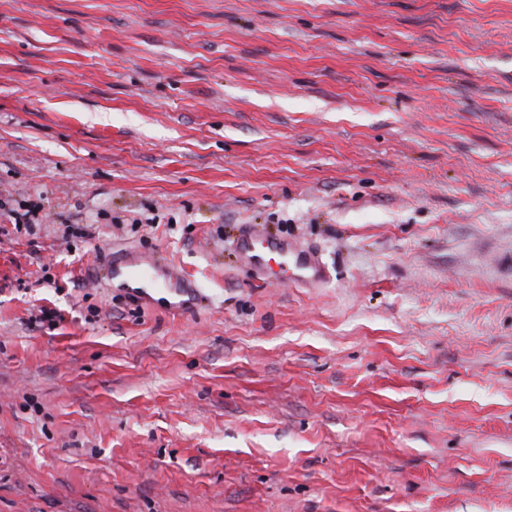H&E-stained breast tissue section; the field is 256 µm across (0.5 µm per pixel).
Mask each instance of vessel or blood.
<instances>
[{"mask_svg": "<svg viewBox=\"0 0 512 512\" xmlns=\"http://www.w3.org/2000/svg\"><path fill=\"white\" fill-rule=\"evenodd\" d=\"M239 254L242 263L259 277L264 276L270 256H277L281 268L290 272L292 280L302 288L321 287L330 277L328 269L312 249L267 238L254 228L242 237ZM115 273L135 285L138 299L145 303L150 302L152 293H166L172 297L173 308L186 313L193 310L198 300L197 290L175 277L170 269L131 252L121 265L116 266Z\"/></svg>", "mask_w": 512, "mask_h": 512, "instance_id": "obj_1", "label": "vessel or blood"}]
</instances>
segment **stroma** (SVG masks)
I'll return each instance as SVG.
<instances>
[{
  "label": "stroma",
  "mask_w": 512,
  "mask_h": 512,
  "mask_svg": "<svg viewBox=\"0 0 512 512\" xmlns=\"http://www.w3.org/2000/svg\"><path fill=\"white\" fill-rule=\"evenodd\" d=\"M0 512H512V0H0ZM241 262L257 277H263L269 256L276 255L279 264L300 288H319L330 278V273L316 253L308 247H298L288 240L265 237L260 230L250 229L239 244ZM159 266L154 261L128 252L122 264L115 266V273L137 286L132 288L136 289L137 294L134 295L145 304L151 303V291L166 293L172 296L171 304L177 312L192 311L199 296L197 289L175 277L169 268Z\"/></svg>",
  "instance_id": "35a3bbf8"
}]
</instances>
